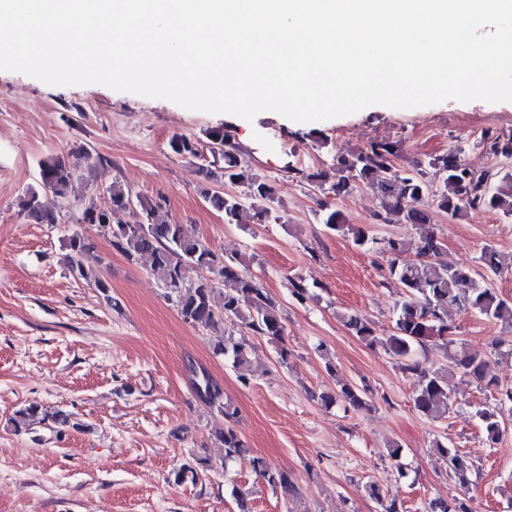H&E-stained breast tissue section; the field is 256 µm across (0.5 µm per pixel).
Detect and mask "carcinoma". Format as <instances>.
<instances>
[{"mask_svg": "<svg viewBox=\"0 0 512 512\" xmlns=\"http://www.w3.org/2000/svg\"><path fill=\"white\" fill-rule=\"evenodd\" d=\"M212 145V157L223 161L224 166L206 170L209 180L237 184L243 188L240 196L220 191H204L205 200L224 212L227 224H238L245 210L243 199L260 203L256 215L269 219L274 201L272 186L260 175L244 168L238 161L236 150L224 138V130L213 128L207 132ZM480 144L495 157L512 155V137L503 139L485 131ZM400 156V148L391 142H373L368 147L337 159L334 180L327 182L322 173L303 174V170L288 165V172L303 175L320 186H328L335 195L345 194L361 185L371 188L381 201L382 212L377 219L382 222L397 220L403 224L424 226L430 223V210L438 209L459 215L471 208L485 206L500 210L512 217V167L504 170L490 167L481 171L470 169L462 159V151L455 150L436 156L428 162V169L414 168L392 171V164ZM40 188L44 194L65 199L77 176V166L65 156L50 157L39 162ZM39 191V192H41ZM39 192H25L20 203L26 217L36 224L60 223L59 212L47 207L40 200ZM112 210L130 207V194L119 185H112L110 192ZM145 214L144 224L110 225L109 210L95 205L81 210L80 223L108 228L112 246L129 259L147 256L151 268L159 276L163 288L175 298L178 313L187 321L211 327L219 323H242L255 335L270 340L281 339L284 326L272 298L259 287L254 277L239 268L236 258H226L210 250L185 224L159 222L155 214L159 204L148 200L139 201ZM321 223L331 232L349 234L358 246L369 240L363 228L344 223L340 212L323 210ZM391 255L389 273L399 279L405 294L395 306L393 333L385 338L375 334L370 323L356 315H342L345 326L360 340L373 346L382 345L400 363L401 370L414 379L413 405L417 412L430 418L448 415L450 396L448 373H460L471 378L483 388L495 387L498 404H512V387H502L487 375L485 357L462 348L449 358L444 368L429 370L415 359V352L430 342L446 345L455 343V326L448 322V311L463 309L512 329V300L503 298L488 284L474 277L473 269L453 265L443 258L442 240L432 232L420 236L416 246V258L400 259L401 244L393 239L385 241ZM67 260L71 274L91 282L103 294L107 302L108 284L89 271L81 257L94 248L92 240L84 235L73 234L66 240ZM197 266L210 270H222L219 282L211 279L192 281L189 271ZM233 366L243 370L251 359L246 344L224 337L218 346ZM194 389L208 406L224 413L228 425L216 435L224 449V461L247 451L244 442L233 426L236 410L224 401L221 387L204 374L194 382ZM324 404L338 401L354 409L367 407V388L342 382L339 390L322 397ZM483 430L491 442L502 435V427L490 408L476 412ZM435 450L448 458V479L457 485L461 495L448 500L437 497L428 503L426 512H472L469 486L473 464L448 443L437 441ZM256 471L273 488L286 496L294 492L288 473L272 469L258 458ZM368 493L380 507V512H404L402 503L386 498L374 484Z\"/></svg>", "mask_w": 512, "mask_h": 512, "instance_id": "obj_1", "label": "carcinoma"}]
</instances>
